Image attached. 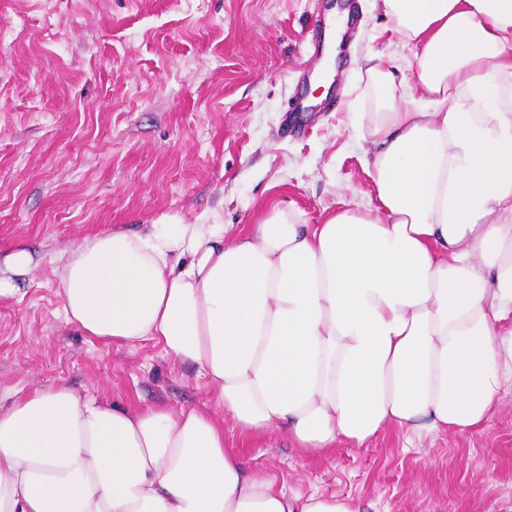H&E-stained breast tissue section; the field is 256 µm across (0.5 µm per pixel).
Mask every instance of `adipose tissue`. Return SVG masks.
<instances>
[{
    "mask_svg": "<svg viewBox=\"0 0 512 512\" xmlns=\"http://www.w3.org/2000/svg\"><path fill=\"white\" fill-rule=\"evenodd\" d=\"M415 45L410 83L371 65L377 203L303 224L163 215L68 250L76 329L161 343L210 410L134 407L57 385L0 407V512H360L288 495L225 430L303 456L386 428L461 435L512 385V0H382Z\"/></svg>",
    "mask_w": 512,
    "mask_h": 512,
    "instance_id": "adipose-tissue-1",
    "label": "adipose tissue"
}]
</instances>
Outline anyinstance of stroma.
Listing matches in <instances>:
<instances>
[{
	"instance_id": "35a3bbf8",
	"label": "stroma",
	"mask_w": 512,
	"mask_h": 512,
	"mask_svg": "<svg viewBox=\"0 0 512 512\" xmlns=\"http://www.w3.org/2000/svg\"><path fill=\"white\" fill-rule=\"evenodd\" d=\"M349 9L328 91L312 89L328 15ZM382 67L412 59L380 0H0V254L29 249L0 299V395L67 385L107 400L211 406L196 367L161 344L116 347L68 324L61 256L161 215L250 224L270 202L321 224L374 204L367 112ZM307 102L287 112L289 98ZM287 494L362 512H512V392L483 429L304 457L285 432L229 433Z\"/></svg>"
}]
</instances>
